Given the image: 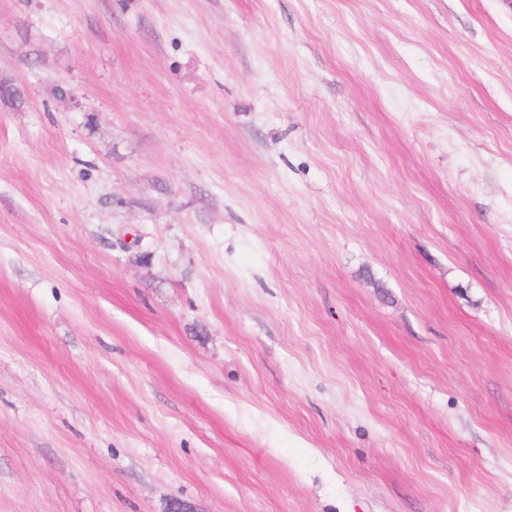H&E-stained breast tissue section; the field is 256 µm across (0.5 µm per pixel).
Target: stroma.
Listing matches in <instances>:
<instances>
[{
	"label": "stroma",
	"instance_id": "35a3bbf8",
	"mask_svg": "<svg viewBox=\"0 0 512 512\" xmlns=\"http://www.w3.org/2000/svg\"><path fill=\"white\" fill-rule=\"evenodd\" d=\"M0 512H512V0H0Z\"/></svg>",
	"mask_w": 512,
	"mask_h": 512
}]
</instances>
